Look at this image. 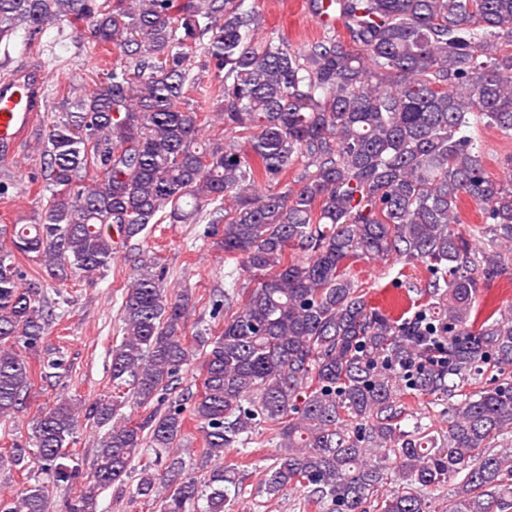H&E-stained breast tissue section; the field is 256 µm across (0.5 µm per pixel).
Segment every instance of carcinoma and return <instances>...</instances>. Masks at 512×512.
Here are the masks:
<instances>
[{
	"instance_id": "cac0c4a2",
	"label": "carcinoma",
	"mask_w": 512,
	"mask_h": 512,
	"mask_svg": "<svg viewBox=\"0 0 512 512\" xmlns=\"http://www.w3.org/2000/svg\"><path fill=\"white\" fill-rule=\"evenodd\" d=\"M322 36L294 49L265 19L233 0H0V42L22 31L31 43L65 21L76 37L116 56L105 77L47 128L40 218L13 225L0 250V418L22 411L35 352L55 317L40 282L16 256L38 258L66 282L106 271L112 254L151 226L224 225V256L257 279L242 309L216 336H182L189 295L169 300L152 263L125 285L122 339L112 348V387L156 407L130 424L119 397L87 407L58 396L32 427L33 462L74 483L69 445L78 419L108 427L88 487L67 512H97L98 492L120 489L136 455V495L160 512H224L235 469L224 450L247 446L269 423L282 448L261 481L276 496L308 490L330 512H366L392 462L413 492L394 493L382 512H428L422 491L460 477L443 512H512V377L469 391L481 366L512 365V319L475 305L481 284L503 270L512 248V180L486 176L475 129L512 137V0H307ZM203 54L221 83L213 104L232 139L198 138L202 105L189 97L187 61ZM301 161L293 184L288 169ZM99 171L85 182L88 169ZM259 184L267 189L255 190ZM482 214L476 251L454 231L464 199ZM308 253L290 259L288 251ZM393 257L426 264L434 299L410 318L367 301L350 261ZM201 388L169 405L165 391L197 350ZM447 362L437 363L440 355ZM456 398L445 444L418 425L402 429V400ZM194 420L200 483L177 456ZM0 512H49L45 490Z\"/></svg>"
}]
</instances>
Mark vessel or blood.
Returning <instances> with one entry per match:
<instances>
[{"mask_svg": "<svg viewBox=\"0 0 512 512\" xmlns=\"http://www.w3.org/2000/svg\"><path fill=\"white\" fill-rule=\"evenodd\" d=\"M44 90L43 72L34 66L0 81V155L10 156L31 131Z\"/></svg>", "mask_w": 512, "mask_h": 512, "instance_id": "b4317fda", "label": "vessel or blood"}]
</instances>
